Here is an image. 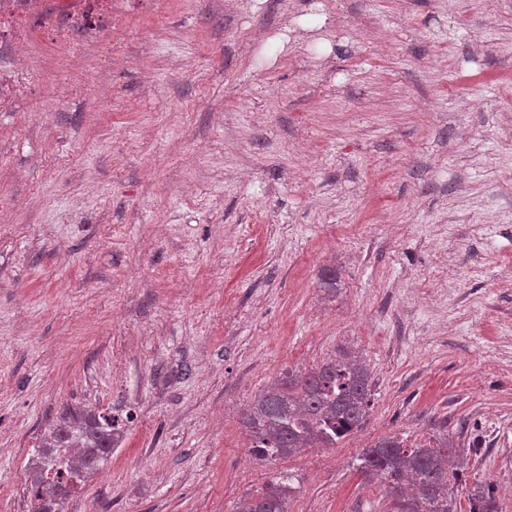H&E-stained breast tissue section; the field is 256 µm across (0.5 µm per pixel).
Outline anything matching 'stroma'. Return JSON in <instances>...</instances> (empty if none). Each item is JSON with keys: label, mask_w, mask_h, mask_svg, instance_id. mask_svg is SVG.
I'll return each mask as SVG.
<instances>
[{"label": "stroma", "mask_w": 512, "mask_h": 512, "mask_svg": "<svg viewBox=\"0 0 512 512\" xmlns=\"http://www.w3.org/2000/svg\"><path fill=\"white\" fill-rule=\"evenodd\" d=\"M121 42L0 112V512L98 410L122 438L64 512H236L283 472L288 512H397L359 467L392 434L512 512V9L164 0ZM346 354L361 429L255 463L247 404Z\"/></svg>", "instance_id": "stroma-1"}]
</instances>
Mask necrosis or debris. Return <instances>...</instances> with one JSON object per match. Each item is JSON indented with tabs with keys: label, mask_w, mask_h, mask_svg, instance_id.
Returning a JSON list of instances; mask_svg holds the SVG:
<instances>
[{
	"label": "necrosis or debris",
	"mask_w": 512,
	"mask_h": 512,
	"mask_svg": "<svg viewBox=\"0 0 512 512\" xmlns=\"http://www.w3.org/2000/svg\"><path fill=\"white\" fill-rule=\"evenodd\" d=\"M154 0H0V112L17 100L38 104L47 74L31 63L32 47L47 46L55 62L105 51L120 58V35L130 13Z\"/></svg>",
	"instance_id": "4bbe7bcc"
}]
</instances>
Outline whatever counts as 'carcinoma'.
Instances as JSON below:
<instances>
[{"mask_svg": "<svg viewBox=\"0 0 512 512\" xmlns=\"http://www.w3.org/2000/svg\"><path fill=\"white\" fill-rule=\"evenodd\" d=\"M369 407V373L345 359L331 358L307 372H289L268 386L243 417L252 437V455L286 456L308 442L332 446L359 428ZM122 428L111 414L92 412L66 422L45 436L30 466L27 492L33 512H63L66 499L112 453ZM448 445L408 447L398 435L378 439L363 449L361 467L396 490L409 479L416 491L400 512H452L449 482L465 479L448 472ZM295 490L292 479L279 476L245 497L238 512H288ZM469 512H497L490 490L476 486Z\"/></svg>", "mask_w": 512, "mask_h": 512, "instance_id": "obj_1", "label": "carcinoma"}]
</instances>
